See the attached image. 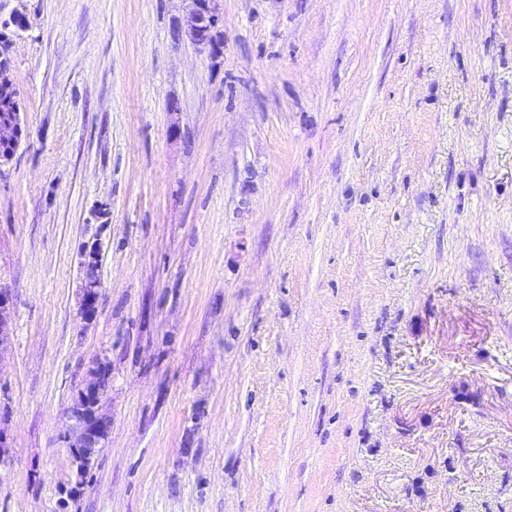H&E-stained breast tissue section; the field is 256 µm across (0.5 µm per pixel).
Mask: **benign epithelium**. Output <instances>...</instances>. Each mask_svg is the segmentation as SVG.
Listing matches in <instances>:
<instances>
[{
    "label": "benign epithelium",
    "instance_id": "benign-epithelium-1",
    "mask_svg": "<svg viewBox=\"0 0 512 512\" xmlns=\"http://www.w3.org/2000/svg\"><path fill=\"white\" fill-rule=\"evenodd\" d=\"M192 6L183 34L186 39L200 50L208 52L211 58H219L224 52L223 26L224 16L220 0H191ZM22 140L21 113L12 112L0 120V140ZM81 296L79 313L85 324L93 322L97 314V305L102 278L101 246L98 242L87 243L81 250ZM14 308L11 291L0 287V352L9 340V325ZM107 362L98 359L89 365L81 388L72 399L68 415L72 421L65 435L66 442L72 448L74 461L78 469L87 468L97 457L100 448L108 438L111 426L110 417L103 412L102 399L108 389V380L104 377Z\"/></svg>",
    "mask_w": 512,
    "mask_h": 512
}]
</instances>
